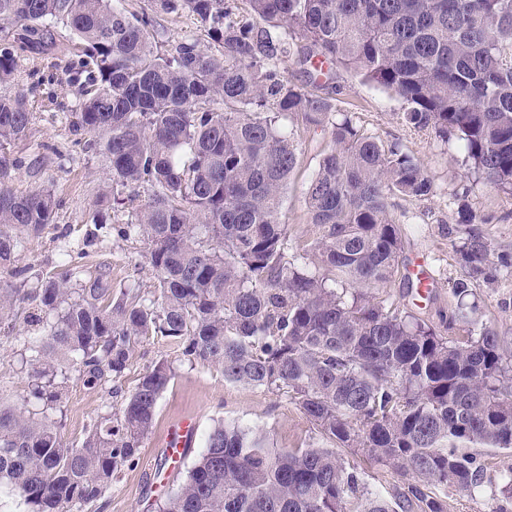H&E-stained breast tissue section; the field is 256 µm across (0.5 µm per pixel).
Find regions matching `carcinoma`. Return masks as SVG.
<instances>
[{"instance_id": "cac0c4a2", "label": "carcinoma", "mask_w": 512, "mask_h": 512, "mask_svg": "<svg viewBox=\"0 0 512 512\" xmlns=\"http://www.w3.org/2000/svg\"><path fill=\"white\" fill-rule=\"evenodd\" d=\"M130 18L116 0H0V271L13 278L25 239L54 223L43 186L16 192L4 153L27 137L33 112L17 81L23 52H42L67 30L80 51L66 82L78 88L74 145L112 171L99 195L117 212L121 189L148 200L119 228L148 244L153 299L127 288H75L72 272L31 290L0 288V320L37 303L35 336L21 337L31 384L22 402L0 391V483L23 512H79L135 465L158 399L173 377L160 358L100 417L80 446L64 442L42 411L58 409L72 372L106 385L147 336L182 344V360L215 366L224 381L286 394L330 448L295 452L235 422H218L159 512H446L435 493L474 495L475 447L512 448V355L483 331L448 341L413 314L368 295L399 271L402 229L388 198H426L433 183L400 145L385 147L347 117L318 64L342 67L403 99V120L462 141L470 170L512 196V0H146ZM185 13L206 40L166 45L154 14ZM294 57L313 89L284 79ZM307 128L331 124L305 192L318 235L291 255L281 220L298 166L283 115ZM89 134L90 140L81 135ZM459 260L487 282L512 268L470 234ZM359 448L406 478L393 501L368 489L339 449Z\"/></svg>"}]
</instances>
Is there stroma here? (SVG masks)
Here are the masks:
<instances>
[{
	"label": "stroma",
	"instance_id": "obj_1",
	"mask_svg": "<svg viewBox=\"0 0 512 512\" xmlns=\"http://www.w3.org/2000/svg\"><path fill=\"white\" fill-rule=\"evenodd\" d=\"M68 31L58 30L56 46L44 54H23L18 78L32 85L29 107L33 114L27 139L12 147V156L23 158L24 166L12 173V185L20 192L53 185L60 205L55 222L41 234L29 237L17 266L27 268L28 287L39 279L58 277L68 270L60 255L61 245L83 253L80 282L100 284L120 293L135 284L142 296L151 297L155 272L146 259L147 245L137 240L111 236L92 243L88 222L103 186L111 181L108 161L92 150L79 151L73 145L71 129L73 88L61 81L71 53ZM330 95L339 115L375 137L382 145L399 144L419 159L430 176L434 193L425 199L401 194L389 197V209L403 230L399 273L376 296L393 302L433 324L451 340L489 329L504 348L512 349V272H501L488 283L471 276L456 253L467 233L482 235L498 253L512 254V196L476 178L468 170L465 154L457 139L445 140L430 130L404 123L406 103L385 89L367 83L353 73L334 72ZM282 127L292 130L298 145L299 164L290 179L282 211L294 252H302L317 236L309 224L305 189L320 157L332 146L330 127L304 128L293 116L283 117ZM469 203L476 212L473 224L458 221V207ZM471 283L467 317L458 313L457 282ZM33 303L22 304L14 321L0 322V389L13 399L25 396L31 371L20 355L16 341L30 330L26 318L35 312ZM175 348L167 339L152 337L137 343L123 377L112 386L89 385L72 375L66 384L60 411V434L66 443L81 445L92 425L102 416L119 414L122 402L139 378L160 358L174 359ZM176 372L160 397L154 425L145 438L134 467L122 469L97 501L84 512H155V507L184 480L189 467L202 452L204 439L216 421L236 422L260 430L274 447L298 450L325 445L319 429L287 396L225 382L219 368L176 362ZM195 423L193 441L178 462L164 456L163 443L169 429L183 419ZM485 465L483 486L476 496L445 490L447 512H496L502 494L499 478L512 470V449H478ZM344 461L366 472L372 492L391 499L403 490L394 469L368 460L360 451L346 449Z\"/></svg>",
	"mask_w": 512,
	"mask_h": 512
}]
</instances>
